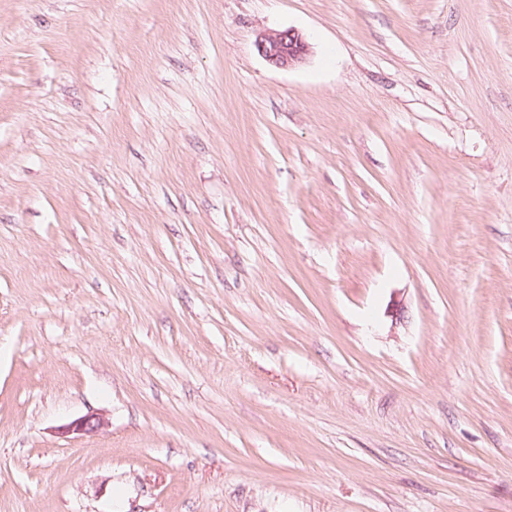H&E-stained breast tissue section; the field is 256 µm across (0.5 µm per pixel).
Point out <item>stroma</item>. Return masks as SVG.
<instances>
[{
  "instance_id": "stroma-1",
  "label": "stroma",
  "mask_w": 512,
  "mask_h": 512,
  "mask_svg": "<svg viewBox=\"0 0 512 512\" xmlns=\"http://www.w3.org/2000/svg\"><path fill=\"white\" fill-rule=\"evenodd\" d=\"M0 512H512V0H0ZM255 47L259 55L280 69L300 65L309 53V45L303 35L292 28L259 34ZM105 418L99 413H88L64 427V433L93 434L106 425Z\"/></svg>"
}]
</instances>
